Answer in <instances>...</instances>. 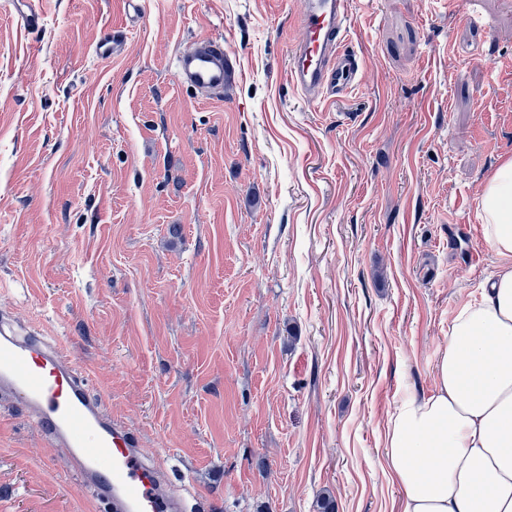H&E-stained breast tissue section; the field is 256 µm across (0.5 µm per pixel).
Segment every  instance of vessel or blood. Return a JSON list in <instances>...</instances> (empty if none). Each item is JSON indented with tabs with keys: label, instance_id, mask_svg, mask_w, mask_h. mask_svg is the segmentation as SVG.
I'll use <instances>...</instances> for the list:
<instances>
[{
	"label": "vessel or blood",
	"instance_id": "vessel-or-blood-1",
	"mask_svg": "<svg viewBox=\"0 0 512 512\" xmlns=\"http://www.w3.org/2000/svg\"><path fill=\"white\" fill-rule=\"evenodd\" d=\"M20 24L30 30L44 22L39 0H18ZM353 0H301L288 61L289 82L311 102L340 99L363 82L362 63L346 50ZM125 31L95 44L97 58L121 52ZM179 83L197 91L223 93L233 75L223 37L201 35L174 63ZM21 399L49 446L67 449L83 486L115 512H181L182 498L159 483L156 467L140 442L113 419L103 398L93 395L67 352L36 333L0 323V397Z\"/></svg>",
	"mask_w": 512,
	"mask_h": 512
}]
</instances>
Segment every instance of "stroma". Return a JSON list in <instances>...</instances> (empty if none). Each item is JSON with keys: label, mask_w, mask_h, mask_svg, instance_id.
Masks as SVG:
<instances>
[{"label": "stroma", "mask_w": 512, "mask_h": 512, "mask_svg": "<svg viewBox=\"0 0 512 512\" xmlns=\"http://www.w3.org/2000/svg\"><path fill=\"white\" fill-rule=\"evenodd\" d=\"M0 0V312L64 346L206 512H402L390 417L435 388L501 260L483 183L512 157V0H355L364 81L286 80L300 0ZM220 35L224 94L174 58ZM0 512H110L0 399ZM17 4L21 5L17 9L20 24L28 30H36L42 26L45 16L38 0H18ZM127 34L122 30H112V38L99 40L95 44L94 52L97 58L112 59V56L121 52Z\"/></svg>", "instance_id": "1"}]
</instances>
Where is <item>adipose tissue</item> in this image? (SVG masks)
<instances>
[{
	"mask_svg": "<svg viewBox=\"0 0 512 512\" xmlns=\"http://www.w3.org/2000/svg\"><path fill=\"white\" fill-rule=\"evenodd\" d=\"M479 219L502 264L456 316L437 389L401 402L385 460L403 512H512V158L485 181Z\"/></svg>",
	"mask_w": 512,
	"mask_h": 512,
	"instance_id": "1",
	"label": "adipose tissue"
}]
</instances>
